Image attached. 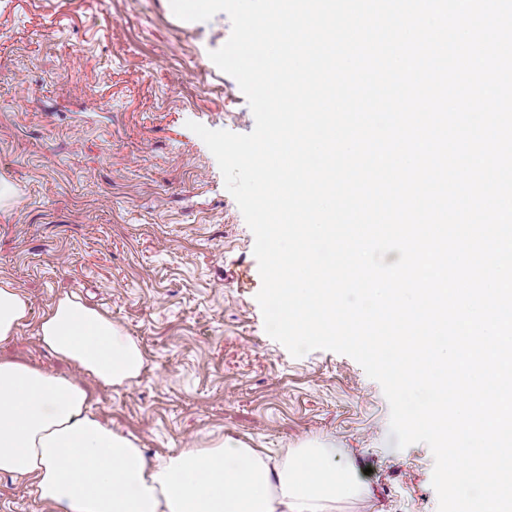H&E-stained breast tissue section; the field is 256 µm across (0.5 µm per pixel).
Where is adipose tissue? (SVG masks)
I'll use <instances>...</instances> for the list:
<instances>
[{"label": "adipose tissue", "instance_id": "ef3b65f1", "mask_svg": "<svg viewBox=\"0 0 512 512\" xmlns=\"http://www.w3.org/2000/svg\"><path fill=\"white\" fill-rule=\"evenodd\" d=\"M29 314L28 296L0 282V342ZM38 337L107 387L132 384L144 366L138 344L74 295L42 317ZM0 475L29 479L52 512H335L361 492L322 447L281 470L231 437L148 462L92 413L83 385L10 360H0Z\"/></svg>", "mask_w": 512, "mask_h": 512}]
</instances>
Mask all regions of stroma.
Here are the masks:
<instances>
[{"label": "stroma", "mask_w": 512, "mask_h": 512, "mask_svg": "<svg viewBox=\"0 0 512 512\" xmlns=\"http://www.w3.org/2000/svg\"><path fill=\"white\" fill-rule=\"evenodd\" d=\"M169 2L0 0V180L16 191L0 205V281L31 308L0 358L84 385L148 458L229 436L282 468L321 440L362 486L336 512H437L431 451L396 449L379 383L267 335L254 235L187 127L254 128L209 57L231 19L183 21ZM72 294L138 343L133 384L102 386L41 345L42 316ZM0 512L51 510L0 477Z\"/></svg>", "instance_id": "35a3bbf8"}]
</instances>
